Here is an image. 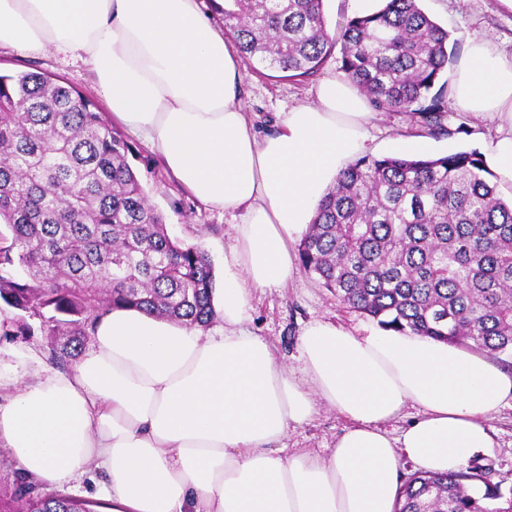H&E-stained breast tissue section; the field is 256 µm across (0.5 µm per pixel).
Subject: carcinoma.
Listing matches in <instances>:
<instances>
[{
	"label": "carcinoma",
	"instance_id": "cac0c4a2",
	"mask_svg": "<svg viewBox=\"0 0 512 512\" xmlns=\"http://www.w3.org/2000/svg\"><path fill=\"white\" fill-rule=\"evenodd\" d=\"M243 57L299 79L339 50L340 69L380 110L418 114L450 136L442 95L455 57L420 0H385L330 34L324 0H224ZM132 148L88 96L41 73L0 75V303L28 314L5 337L43 336L48 361L82 354L118 307L210 326L213 262L173 238L129 161ZM482 156L364 157L338 174L299 244L300 268L385 329L512 357V200ZM24 476L0 512H96ZM397 512H512L490 472L415 473Z\"/></svg>",
	"mask_w": 512,
	"mask_h": 512
}]
</instances>
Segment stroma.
<instances>
[{
    "mask_svg": "<svg viewBox=\"0 0 512 512\" xmlns=\"http://www.w3.org/2000/svg\"><path fill=\"white\" fill-rule=\"evenodd\" d=\"M421 5L457 42V60L448 67V82H456L460 61L466 57L472 42L492 39L498 53L506 58L512 56V9L502 0H422ZM238 64L245 75L244 110L260 136L274 131L278 113L312 103L320 79L338 71L332 57L317 75L303 80L280 77L279 73L244 57L239 58ZM23 71L43 73L90 97L95 94L89 70L54 50L25 58L7 48L0 50L1 75ZM448 115L453 134L431 139L435 155L459 150L481 152L498 136L495 122L474 118L455 106L449 107ZM422 134L416 115L380 110L367 127L364 153L395 154L400 152L404 140ZM129 144L134 150L131 164L151 204L162 213L170 236L200 243L210 255L216 275H223L224 255L233 243L231 216L194 200L165 172L146 143L133 138ZM318 320L342 324L358 336L378 330L376 322L338 302L333 292L304 273L298 274L285 288L255 292L242 328L263 337L275 350L279 362L298 375L303 369L298 337L307 324ZM488 424L493 430L494 444L476 454L472 463L490 471L495 481L508 489L512 487V406L491 414ZM346 425L342 416L325 407L312 421L291 427L284 444L291 453L323 456Z\"/></svg>",
    "mask_w": 512,
    "mask_h": 512,
    "instance_id": "1",
    "label": "stroma"
}]
</instances>
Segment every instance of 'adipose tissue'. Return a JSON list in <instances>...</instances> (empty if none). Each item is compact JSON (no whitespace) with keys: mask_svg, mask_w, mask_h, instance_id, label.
Wrapping results in <instances>:
<instances>
[{"mask_svg":"<svg viewBox=\"0 0 512 512\" xmlns=\"http://www.w3.org/2000/svg\"><path fill=\"white\" fill-rule=\"evenodd\" d=\"M202 3L0 0V47L86 65L114 123L199 202L240 218L222 330L115 308L70 369L39 350L15 355L0 373V448L47 488L79 491L101 476L112 512H395L405 465L458 473L492 447L487 419L512 401V372L424 336L317 321L299 337L297 377L242 330L253 291L297 276L296 244L364 150L374 114L331 75L313 103L257 137L236 52ZM453 103L496 122L485 161L512 186V58L472 44ZM323 405L348 421L328 456L283 455L290 426ZM410 408L413 421L391 435Z\"/></svg>","mask_w":512,"mask_h":512,"instance_id":"ef3b65f1","label":"adipose tissue"}]
</instances>
